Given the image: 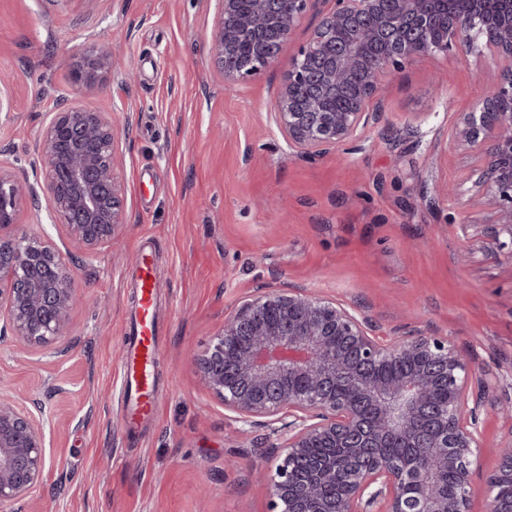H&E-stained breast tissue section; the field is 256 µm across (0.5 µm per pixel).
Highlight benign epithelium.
<instances>
[{
    "instance_id": "7a95c632",
    "label": "benign epithelium",
    "mask_w": 512,
    "mask_h": 512,
    "mask_svg": "<svg viewBox=\"0 0 512 512\" xmlns=\"http://www.w3.org/2000/svg\"><path fill=\"white\" fill-rule=\"evenodd\" d=\"M209 38L212 59L228 86L254 78L278 62L297 23L319 16L310 39L289 59L277 95L280 130L304 156L339 148L380 119L381 77L415 58L459 47L505 62L499 81L479 108L461 115L458 137L484 154L475 181L479 203L491 212L484 234L512 260V0H216ZM115 60L106 44L83 51L70 72L83 96L103 93ZM358 72L360 94L340 111L326 105ZM311 88L299 100L296 89ZM114 125L103 112L61 102L42 126L37 150L41 181L0 168V312L11 334L43 347L72 328L75 300L72 254L48 239L8 233L23 205L45 200L52 223L66 228L76 251L91 256L112 244L123 224L115 176ZM203 380L237 421L260 419L282 449L269 485L271 512H470L471 466L483 448L477 414L482 378L471 359L448 340L405 334L381 343L371 321L353 308L303 288H272L244 301L225 318L205 352L194 359ZM402 369L378 381L371 369ZM444 386L451 404L435 402ZM319 443L329 454L308 462L298 481L295 462ZM396 443L420 448L402 469L381 450ZM351 458L372 457L355 468L339 497L323 496L336 484V447ZM46 468L43 427L18 395L0 393V505L30 496ZM453 469L460 491L452 501L431 475ZM415 483L419 496L403 487ZM512 489V452L500 457L487 480L492 512H512L501 487Z\"/></svg>"
}]
</instances>
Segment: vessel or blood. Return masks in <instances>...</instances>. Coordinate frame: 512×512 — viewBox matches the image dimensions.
<instances>
[{"instance_id": "1", "label": "vessel or blood", "mask_w": 512, "mask_h": 512, "mask_svg": "<svg viewBox=\"0 0 512 512\" xmlns=\"http://www.w3.org/2000/svg\"><path fill=\"white\" fill-rule=\"evenodd\" d=\"M157 268L151 247H141L133 286L138 302L128 319L126 357L120 369L124 404L120 424L133 434L154 415L155 365L160 323L156 314Z\"/></svg>"}]
</instances>
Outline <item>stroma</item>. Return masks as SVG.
<instances>
[{
	"label": "stroma",
	"mask_w": 512,
	"mask_h": 512,
	"mask_svg": "<svg viewBox=\"0 0 512 512\" xmlns=\"http://www.w3.org/2000/svg\"><path fill=\"white\" fill-rule=\"evenodd\" d=\"M215 0H0V167L36 180L35 145L74 55L112 48L125 223L111 249L74 257L72 335L27 347L0 334V392L43 403L46 469L0 512H269L277 453L268 428L237 422L194 363L261 288L299 287L357 307L379 340L447 337L491 380L479 416L471 512H489L495 449L512 448V261L477 238V163L454 135L494 64L449 50L385 82L382 117L327 154L303 157L275 116L277 66L229 88L208 52ZM158 263L155 415L138 440L119 422L118 370L141 244Z\"/></svg>",
	"instance_id": "stroma-1"
}]
</instances>
